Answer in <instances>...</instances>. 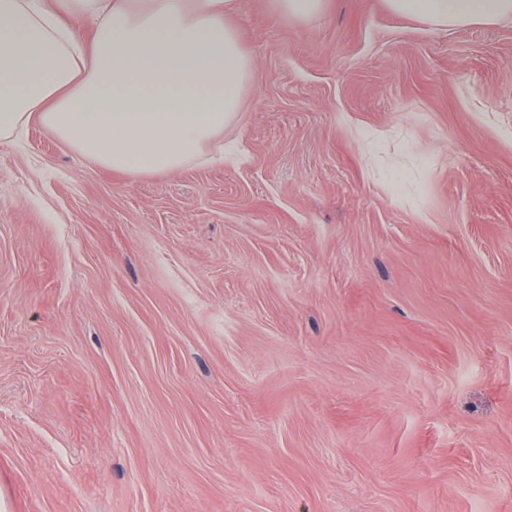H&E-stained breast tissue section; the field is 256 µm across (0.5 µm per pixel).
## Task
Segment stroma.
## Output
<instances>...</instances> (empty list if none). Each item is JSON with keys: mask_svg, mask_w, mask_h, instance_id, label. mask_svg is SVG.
<instances>
[{"mask_svg": "<svg viewBox=\"0 0 512 512\" xmlns=\"http://www.w3.org/2000/svg\"><path fill=\"white\" fill-rule=\"evenodd\" d=\"M232 21L238 165L0 141V499L512 512V25Z\"/></svg>", "mask_w": 512, "mask_h": 512, "instance_id": "stroma-1", "label": "stroma"}]
</instances>
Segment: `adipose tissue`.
<instances>
[{
  "label": "adipose tissue",
  "mask_w": 512,
  "mask_h": 512,
  "mask_svg": "<svg viewBox=\"0 0 512 512\" xmlns=\"http://www.w3.org/2000/svg\"><path fill=\"white\" fill-rule=\"evenodd\" d=\"M436 28L512 24V0H384ZM236 0H0V140L36 123L138 178L200 159L254 64Z\"/></svg>",
  "instance_id": "obj_1"
}]
</instances>
